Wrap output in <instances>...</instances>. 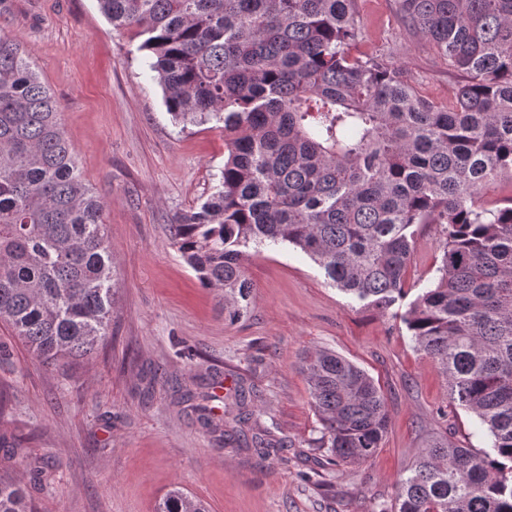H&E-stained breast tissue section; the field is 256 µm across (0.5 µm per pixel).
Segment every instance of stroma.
<instances>
[{
    "mask_svg": "<svg viewBox=\"0 0 512 512\" xmlns=\"http://www.w3.org/2000/svg\"><path fill=\"white\" fill-rule=\"evenodd\" d=\"M355 56L384 55L426 99L447 104L461 75L406 23L398 0H354ZM0 35L32 54L54 94L87 184L107 205L115 267L109 335L92 358L43 365L0 323V481H22L34 512H155L178 484L209 512H394L400 479L429 441L475 451L474 416L448 398L438 366L401 320L428 288L443 240L418 228L393 312L354 301L293 248L251 252L255 302L229 321L172 239V224L218 184L224 136L180 128L139 52L97 0H0ZM330 349L380 386L389 428L372 459L325 473L312 445L321 424L305 354ZM244 388L246 435L286 439L283 456L226 442L186 394H208L234 426Z\"/></svg>",
    "mask_w": 512,
    "mask_h": 512,
    "instance_id": "stroma-1",
    "label": "stroma"
}]
</instances>
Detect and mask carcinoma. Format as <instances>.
I'll return each mask as SVG.
<instances>
[{"mask_svg":"<svg viewBox=\"0 0 512 512\" xmlns=\"http://www.w3.org/2000/svg\"><path fill=\"white\" fill-rule=\"evenodd\" d=\"M98 2L141 39L172 119L224 131L215 192L171 228L230 320L251 304V249L292 246L387 311L404 295L416 226L442 228L433 284L402 321L489 449L432 440L400 481L398 512H512V199L481 204L512 173V0H399L464 77L449 108L383 59L349 53L353 0ZM29 56L0 35V322L49 366L105 340L115 288L106 203ZM303 368L323 466L372 458L388 427L373 379L331 350ZM0 512H33L22 484L0 482ZM156 512L209 510L175 485Z\"/></svg>","mask_w":512,"mask_h":512,"instance_id":"obj_1","label":"carcinoma"}]
</instances>
